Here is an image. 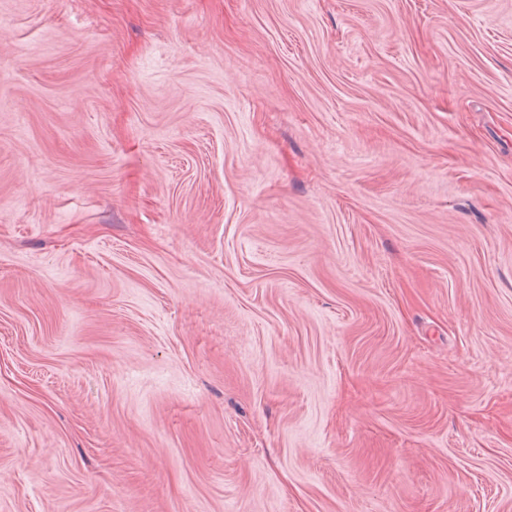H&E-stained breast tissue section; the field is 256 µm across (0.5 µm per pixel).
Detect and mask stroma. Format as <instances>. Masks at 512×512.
<instances>
[{
	"instance_id": "35a3bbf8",
	"label": "stroma",
	"mask_w": 512,
	"mask_h": 512,
	"mask_svg": "<svg viewBox=\"0 0 512 512\" xmlns=\"http://www.w3.org/2000/svg\"><path fill=\"white\" fill-rule=\"evenodd\" d=\"M0 512H512V0H0Z\"/></svg>"
}]
</instances>
